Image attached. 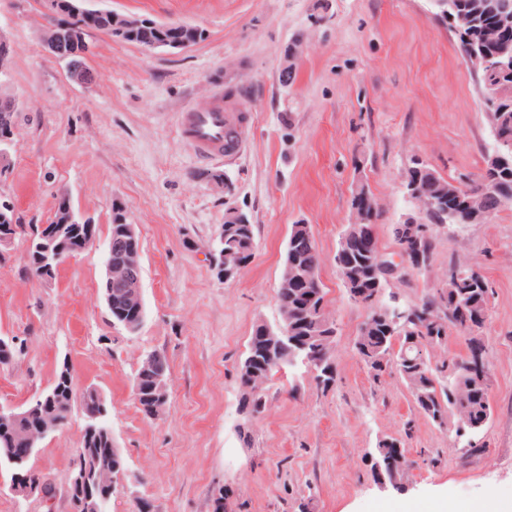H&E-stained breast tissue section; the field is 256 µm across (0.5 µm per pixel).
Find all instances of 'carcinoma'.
Listing matches in <instances>:
<instances>
[{"instance_id":"carcinoma-1","label":"carcinoma","mask_w":512,"mask_h":512,"mask_svg":"<svg viewBox=\"0 0 512 512\" xmlns=\"http://www.w3.org/2000/svg\"><path fill=\"white\" fill-rule=\"evenodd\" d=\"M506 0H452L449 10L448 27H454L455 17L464 15L470 18L471 26L455 33L462 55L466 56L478 48L482 42L484 23L496 17L492 10L503 11ZM49 37H54L65 27L76 26L85 31L103 32L125 42L143 47L154 41L185 40L191 46L205 41L206 30L198 25L185 22L160 23L151 18L139 19V24L131 25L127 16L110 10L89 13L75 17L71 15L63 0H56L54 14L48 16ZM476 75L480 82L494 78L500 84L501 96L493 104L482 102L488 115L491 130L505 137L495 141V146L512 144V74L486 75V70L479 69ZM494 152L483 157L482 168L477 178L466 186L465 190L454 181L442 177L429 164L413 161L407 172L404 185L418 184L423 195L429 201L448 200L450 193L460 192L462 200L454 214L442 216L438 212L428 211L421 217V223L428 226L445 222L447 224H478L480 216L497 214L512 205V165L495 167L491 164ZM491 180L497 186V192L487 194L482 189L484 180ZM377 212L355 214L354 222L349 224L344 234L361 232L374 227ZM312 235L308 224H293L290 228L288 243L283 259L282 272L297 274L302 267H319L318 251H306L299 247L303 236ZM254 225L245 224L239 228L234 237L224 239V252H233L248 263L254 256ZM134 246L130 239L112 223L109 227L105 258L112 259V264L122 265L125 277L112 281V296L121 299L129 291L132 277L142 276V266H133ZM347 261L357 276L356 281H343L349 299L361 296L356 305L367 311L359 334L354 341V349L364 362L373 379H379L388 368H394L407 383L417 408L432 421H445L453 415L458 425L477 424L484 426L491 414L489 401L490 379L455 378L460 361L454 360L444 371L433 368L425 355V349L440 343V336L452 325L462 332H469L472 326L466 319L488 309L489 288H470L466 275L474 269L455 265L451 274L431 295L422 300V306L431 314L436 310L452 311L444 315V322L437 324L424 317H416L400 323L392 333H387L384 323L372 318L375 309L383 307L381 296L385 285L377 284L379 273L374 257L358 250H351ZM277 303L281 324L287 329L283 335L277 327L271 328L259 324L253 330L247 347V355L239 371V384L242 389L241 400H251L254 412H259L265 405L259 397H252V390L265 389L273 376L288 365V360L295 358L309 359L311 362H330V351L335 336L329 328L335 327L325 311L324 291L321 282L315 285L285 287L280 282L277 291ZM169 378V366L164 357L151 353L141 362L134 380L133 394L139 410L147 415L155 401L157 377ZM51 397L36 409V418L47 422L49 432L58 430L68 419L75 398H80L83 409L87 412L100 411L106 405L104 396L98 389L89 386L76 395L67 384L56 378L49 387ZM26 432L22 420L7 419L0 421V469L15 471L10 462L8 448L25 447Z\"/></svg>"}]
</instances>
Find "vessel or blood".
<instances>
[{"label":"vessel or blood","instance_id":"1","mask_svg":"<svg viewBox=\"0 0 512 512\" xmlns=\"http://www.w3.org/2000/svg\"><path fill=\"white\" fill-rule=\"evenodd\" d=\"M174 123L181 141L206 161L234 158L244 144L243 127L235 113L225 110L220 91L205 106L183 107Z\"/></svg>","mask_w":512,"mask_h":512}]
</instances>
